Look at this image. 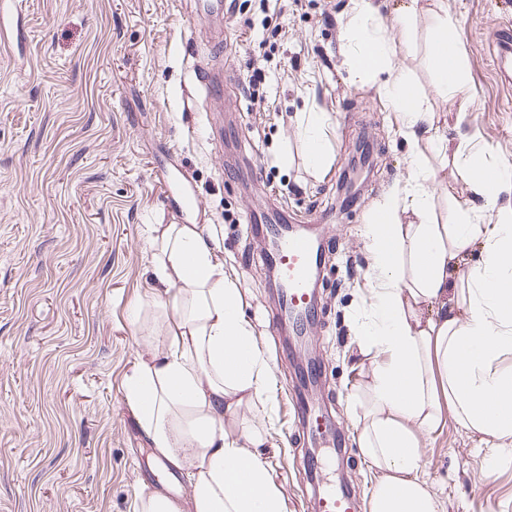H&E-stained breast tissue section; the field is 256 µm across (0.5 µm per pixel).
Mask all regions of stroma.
Masks as SVG:
<instances>
[{
	"instance_id": "obj_1",
	"label": "stroma",
	"mask_w": 512,
	"mask_h": 512,
	"mask_svg": "<svg viewBox=\"0 0 512 512\" xmlns=\"http://www.w3.org/2000/svg\"><path fill=\"white\" fill-rule=\"evenodd\" d=\"M357 0H235L217 16L196 0H0V512H138L167 491L166 471L127 407L124 376L147 340L133 304L147 293V227L195 196V223L244 294V312L276 376L274 424L260 448L287 512L349 485L359 510L372 474L354 438L351 395L367 363L353 323L367 288L363 229L376 204L413 177L387 73L352 65ZM461 52V92L443 95L425 59L434 0H371L384 40L414 32L390 59L430 114L419 139L439 169L437 205L483 211L434 143L464 145L512 168V79L494 64L492 35L512 0H447ZM218 62L223 96L205 100L195 66ZM260 74L261 104L244 80ZM321 115L330 165L307 164L296 122ZM367 154V184L343 206L345 181ZM280 213L319 225L333 254L319 287L314 396L340 424L348 453L313 444L294 398L298 379L269 318L267 266L253 226ZM323 465L311 469L308 460ZM423 478L446 512H512V454L478 445L450 423L426 439Z\"/></svg>"
}]
</instances>
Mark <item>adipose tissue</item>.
I'll list each match as a JSON object with an SVG mask.
<instances>
[{"instance_id":"adipose-tissue-1","label":"adipose tissue","mask_w":512,"mask_h":512,"mask_svg":"<svg viewBox=\"0 0 512 512\" xmlns=\"http://www.w3.org/2000/svg\"><path fill=\"white\" fill-rule=\"evenodd\" d=\"M428 57L437 89L464 85L448 8L433 15ZM390 51L370 31L356 40L354 66L366 78L388 72ZM405 77L387 91L408 137L428 119ZM414 177L378 204L365 224L370 257L365 306L354 327L369 362L352 394L355 438L373 485L367 512H442L421 477V449L448 422L487 448L512 446V191L500 175L482 189L494 223H475L454 206L437 214L428 184L438 173L413 149ZM152 284L136 312L152 309L144 328L156 344L138 354L123 384L124 400L152 448L185 470L188 499L142 497L139 512H286L282 491L258 449L266 425H230L241 409L266 404L273 367L243 309L237 278L196 224H155L147 238ZM478 259L466 264L470 251Z\"/></svg>"}]
</instances>
